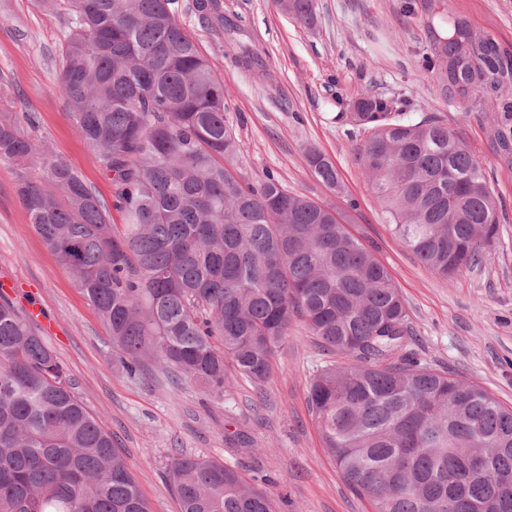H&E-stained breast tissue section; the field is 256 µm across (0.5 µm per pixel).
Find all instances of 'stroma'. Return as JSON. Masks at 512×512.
Wrapping results in <instances>:
<instances>
[{
  "label": "stroma",
  "instance_id": "35a3bbf8",
  "mask_svg": "<svg viewBox=\"0 0 512 512\" xmlns=\"http://www.w3.org/2000/svg\"><path fill=\"white\" fill-rule=\"evenodd\" d=\"M317 0L303 26L273 0H222L225 15L262 52V69L239 67L234 50L204 25L194 0H174L177 18L224 79V118L252 183L275 176L289 191L346 214L373 246L409 315L404 351L421 365L452 371L512 406V161L494 147L497 112H474L444 99L420 61L433 43L429 0ZM437 11L464 21L512 58V0H438ZM65 8L0 0V120L78 172L101 198L110 185L77 134L56 85L67 30ZM411 100L413 117L438 118L483 163L499 204L496 244L474 266L443 278L402 246L387 224L358 160L363 128L339 120L363 94ZM31 115L33 124L23 123ZM318 149L335 164L339 188L319 182L306 163ZM19 167L0 160V277L12 301L42 309L46 340L74 394L119 448L151 512H180L171 463L179 456L216 460L266 490L277 512H371L344 482L308 402L317 369L336 362L302 321H294L273 370L256 384L229 371L223 395L197 383L177 385L154 359L130 377L112 361L109 330L32 228L17 193Z\"/></svg>",
  "mask_w": 512,
  "mask_h": 512
}]
</instances>
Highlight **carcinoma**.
<instances>
[{"mask_svg":"<svg viewBox=\"0 0 512 512\" xmlns=\"http://www.w3.org/2000/svg\"><path fill=\"white\" fill-rule=\"evenodd\" d=\"M64 2L57 85L112 207L14 122L0 121V159L22 164L30 224L106 322L121 368L136 376L155 355L221 395L229 363L266 380L300 318L347 359L317 372L308 400L324 447L372 512H512V407L398 355L409 335L402 295L338 211L273 176L243 181L230 164L224 78L172 0ZM274 3L303 24L316 13V0ZM195 10L235 33L219 0H195ZM434 20L430 68L442 93L464 100L479 88L480 111L511 112L512 67L493 44L459 19ZM354 109L367 133L359 160L396 239L444 277L477 263L499 214L475 154L444 123L412 120L404 100L367 94ZM494 141L509 155L512 124ZM306 161L338 187L328 157L311 150ZM172 472L180 512H276L267 492L217 461L180 457ZM0 512H151L38 327L2 298Z\"/></svg>","mask_w":512,"mask_h":512,"instance_id":"obj_1","label":"carcinoma"}]
</instances>
